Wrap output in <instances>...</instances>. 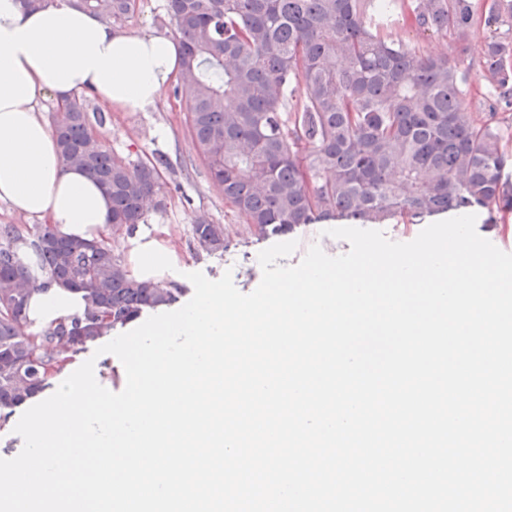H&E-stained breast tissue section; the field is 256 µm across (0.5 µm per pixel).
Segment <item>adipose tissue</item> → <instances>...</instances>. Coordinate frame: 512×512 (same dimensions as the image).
<instances>
[{
    "instance_id": "adipose-tissue-1",
    "label": "adipose tissue",
    "mask_w": 512,
    "mask_h": 512,
    "mask_svg": "<svg viewBox=\"0 0 512 512\" xmlns=\"http://www.w3.org/2000/svg\"><path fill=\"white\" fill-rule=\"evenodd\" d=\"M180 71L171 37L120 33L98 15L53 0L32 11L0 0V200L16 213L48 220L58 236L96 239L111 202L98 182L63 168L56 139L38 115L43 94L62 101L95 95L111 109L145 112ZM173 252L151 242L132 260L138 279H161ZM80 299L61 287L33 293L30 316L43 325L80 312Z\"/></svg>"
}]
</instances>
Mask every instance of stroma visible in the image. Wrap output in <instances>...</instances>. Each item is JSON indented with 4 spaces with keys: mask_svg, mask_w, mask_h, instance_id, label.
Listing matches in <instances>:
<instances>
[{
    "mask_svg": "<svg viewBox=\"0 0 512 512\" xmlns=\"http://www.w3.org/2000/svg\"><path fill=\"white\" fill-rule=\"evenodd\" d=\"M165 5L166 0H139L135 14L123 27L124 32L172 34ZM105 136L112 150L119 155L134 160L161 153L171 162V171L164 174L167 182L165 210L150 213L147 223L140 225L133 236L120 237L113 246L126 260L131 258L136 246L145 242L169 246L181 270L172 280L173 285L184 290L180 302L188 300L185 293L190 286L187 275L194 271L202 272L211 280L231 273L236 288L242 293H251L262 277L259 252L282 238L298 243L296 250L283 258L282 263L286 266L298 264L314 243L332 256L350 249L347 241L325 235L326 224L322 221L298 225L282 238L260 235L243 224L223 195L213 187L199 161L185 124V104L174 98L172 86L163 88L149 111L113 113ZM199 214L223 225V250L209 253L194 241L191 225Z\"/></svg>",
    "mask_w": 512,
    "mask_h": 512,
    "instance_id": "35a3bbf8",
    "label": "stroma"
}]
</instances>
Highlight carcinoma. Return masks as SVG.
Segmentation results:
<instances>
[{
	"label": "carcinoma",
	"instance_id": "cac0c4a2",
	"mask_svg": "<svg viewBox=\"0 0 512 512\" xmlns=\"http://www.w3.org/2000/svg\"><path fill=\"white\" fill-rule=\"evenodd\" d=\"M121 27L137 0H74ZM422 32L451 37L457 56L431 55L383 35L395 10ZM180 43L176 97L212 185L265 235L343 219L485 210L512 214V182L495 116L512 110V0H167ZM485 43L487 91L471 92L465 44ZM111 115L87 97L58 104L52 130L62 166L88 171L109 196L112 235L133 234L165 208L164 155L132 161L108 148ZM311 147L310 160L300 153ZM194 239L224 249V225L196 217ZM51 283L84 309L32 330L31 294ZM175 302V289L129 274L112 243L75 240L48 224H0V411L42 393L57 343L69 351ZM109 316L99 321L98 312Z\"/></svg>",
	"mask_w": 512,
	"mask_h": 512
}]
</instances>
